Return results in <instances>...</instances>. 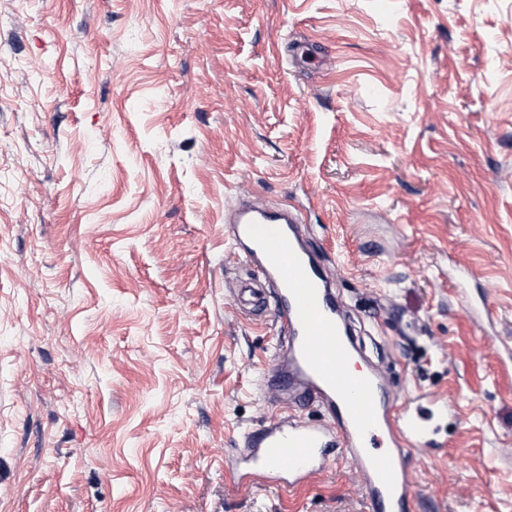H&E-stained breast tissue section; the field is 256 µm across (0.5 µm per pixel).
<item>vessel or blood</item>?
Returning <instances> with one entry per match:
<instances>
[{
    "mask_svg": "<svg viewBox=\"0 0 512 512\" xmlns=\"http://www.w3.org/2000/svg\"><path fill=\"white\" fill-rule=\"evenodd\" d=\"M228 240L255 275L237 281L233 296L249 314L272 312L281 348L264 385L279 387L287 404L260 429L241 432L224 455L237 483L278 482L294 492L347 461L366 482V512H415L408 465L415 450L447 447L437 421L455 413L447 395L414 388L392 399L381 357H369L301 231L293 204L269 205L238 195L225 215ZM315 408L320 421L304 418Z\"/></svg>",
    "mask_w": 512,
    "mask_h": 512,
    "instance_id": "b4317fda",
    "label": "vessel or blood"
}]
</instances>
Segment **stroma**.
Masks as SVG:
<instances>
[{
	"label": "stroma",
	"mask_w": 512,
	"mask_h": 512,
	"mask_svg": "<svg viewBox=\"0 0 512 512\" xmlns=\"http://www.w3.org/2000/svg\"><path fill=\"white\" fill-rule=\"evenodd\" d=\"M242 191L303 208L394 397L454 399L417 499L512 512V0H0V512H365L343 461L224 468L280 409Z\"/></svg>",
	"instance_id": "obj_1"
}]
</instances>
